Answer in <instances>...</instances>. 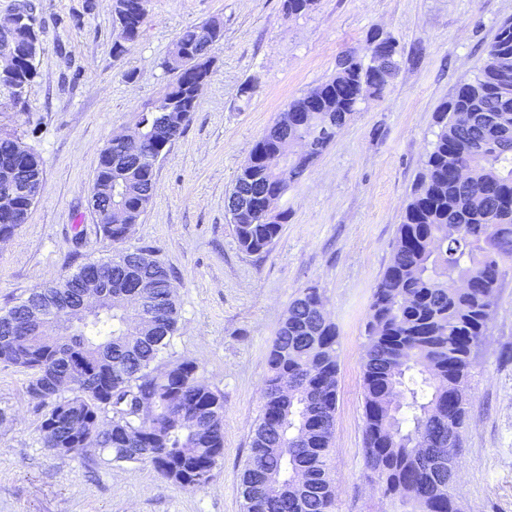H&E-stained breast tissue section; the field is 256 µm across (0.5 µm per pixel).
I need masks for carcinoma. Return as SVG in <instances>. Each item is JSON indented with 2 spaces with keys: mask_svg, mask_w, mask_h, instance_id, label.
<instances>
[{
  "mask_svg": "<svg viewBox=\"0 0 512 512\" xmlns=\"http://www.w3.org/2000/svg\"><path fill=\"white\" fill-rule=\"evenodd\" d=\"M128 0H113V23L124 34L115 54L141 35L147 13L134 14ZM316 0H283L288 17L314 9ZM26 23L21 43L37 31L31 3H20ZM224 23L213 17L185 28L177 39L179 63L165 59L172 74L164 95L137 124L135 146L113 138L101 149L93 180L94 213L112 255L77 266L67 277L31 290L0 313V362L31 372L27 393L48 408L41 423L44 446L80 455L95 445L113 463H143L174 485L202 490L217 476L224 455V396L198 377L192 361L156 363L177 332L179 304L172 270L145 249L128 246L131 228L156 192L154 164L191 121L211 74V47ZM380 71L348 50L332 77L290 101L254 144L237 170L228 196L234 234L248 254L267 250L288 223V211L268 221L261 197L282 189L274 159L291 155L293 142L323 152L368 95L382 97L395 77L401 49L390 34H376ZM36 52L21 53L14 75L0 82L18 104L37 75ZM310 112L313 121H294ZM439 132L427 154L426 174L414 185L397 229L392 255L373 290L365 328L363 364L364 463L385 497L411 502L416 512H460L459 486L448 480L459 446L420 460L421 440L444 441L461 432L466 418V379L472 349L485 335L497 308V289L512 260V21L503 23L476 75L459 84L437 115ZM469 171L466 182L457 167ZM12 173L13 210L0 211V238H10L16 214L34 199L20 184L43 174L40 158L9 133H0V191ZM122 213L124 223L109 221ZM105 271L112 297L91 317L77 313L64 338L16 336L17 315L29 304L50 324L62 317L69 289L90 268ZM481 284L467 292L452 287L466 277ZM137 283L155 302L149 326L135 329L122 288ZM318 289H305L288 306L267 354L261 413L250 430L240 475L242 512H335L336 485L327 456L336 423L339 336L323 312ZM288 382V394L275 388ZM321 395L315 404L312 398ZM441 411L444 420L434 418ZM308 476L303 490L274 494L272 481H289L296 469Z\"/></svg>",
  "mask_w": 512,
  "mask_h": 512,
  "instance_id": "obj_1",
  "label": "carcinoma"
}]
</instances>
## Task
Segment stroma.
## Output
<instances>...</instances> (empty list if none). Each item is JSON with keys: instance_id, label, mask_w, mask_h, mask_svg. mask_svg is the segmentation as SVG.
<instances>
[{"instance_id": "1", "label": "stroma", "mask_w": 512, "mask_h": 512, "mask_svg": "<svg viewBox=\"0 0 512 512\" xmlns=\"http://www.w3.org/2000/svg\"><path fill=\"white\" fill-rule=\"evenodd\" d=\"M38 75L0 130L41 159L28 219L0 245V312L83 262L111 254L88 206L99 152L164 94L161 67L180 32L212 17L224 36L192 119L156 166V194L129 239L174 272L171 356L224 396V457L200 491L141 463L44 448V406L28 372L0 363V512H241L239 476L261 410L267 351L289 304L317 287L339 331L336 427L328 468L337 512H411L373 487L363 457L364 325L413 184L426 170L435 114L471 78L512 0H317L286 17L282 0H149L138 41L115 55L112 0H32ZM393 35L399 69L277 204L288 213L265 253L240 250L226 197L263 131L292 99L332 76L337 57ZM459 455L461 512H512V269L467 378Z\"/></svg>"}]
</instances>
